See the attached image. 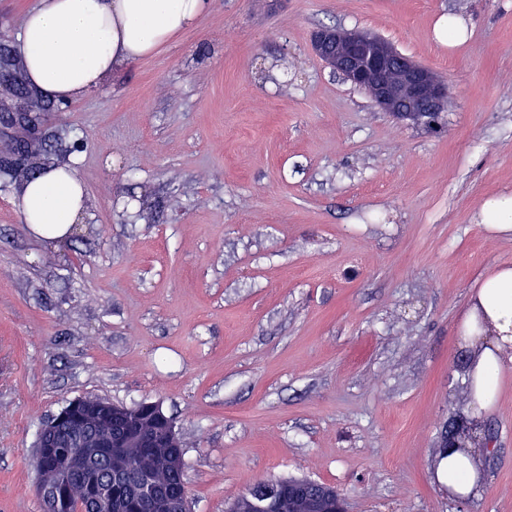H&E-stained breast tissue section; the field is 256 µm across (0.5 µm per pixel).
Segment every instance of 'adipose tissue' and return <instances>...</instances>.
I'll list each match as a JSON object with an SVG mask.
<instances>
[{
    "instance_id": "adipose-tissue-1",
    "label": "adipose tissue",
    "mask_w": 512,
    "mask_h": 512,
    "mask_svg": "<svg viewBox=\"0 0 512 512\" xmlns=\"http://www.w3.org/2000/svg\"><path fill=\"white\" fill-rule=\"evenodd\" d=\"M210 0H39L25 16L17 51L33 89L69 103L95 92L136 62L156 55L194 28ZM22 221L41 244H64L87 220L86 190L74 166L52 168L26 182L20 194ZM467 333L460 350L474 352L465 372L470 410L481 417L498 387L505 349L512 345V268L486 279L463 314ZM439 477L459 499L482 485L474 459L449 454Z\"/></svg>"
}]
</instances>
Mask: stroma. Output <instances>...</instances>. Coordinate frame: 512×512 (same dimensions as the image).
I'll return each instance as SVG.
<instances>
[{
  "label": "stroma",
  "mask_w": 512,
  "mask_h": 512,
  "mask_svg": "<svg viewBox=\"0 0 512 512\" xmlns=\"http://www.w3.org/2000/svg\"><path fill=\"white\" fill-rule=\"evenodd\" d=\"M38 0H0V63ZM471 26L451 49L442 16ZM382 37L447 81L441 133L379 111L311 49ZM0 148L70 156L89 218L52 249L0 188V512H44L33 451L88 394L161 403L190 512L260 480L335 487L347 512H512V362L464 501L437 481L480 282L512 265L482 201L512 194V0H210L199 26L61 105L0 100Z\"/></svg>",
  "instance_id": "1"
}]
</instances>
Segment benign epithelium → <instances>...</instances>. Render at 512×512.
Returning a JSON list of instances; mask_svg holds the SVG:
<instances>
[{"instance_id":"benign-epithelium-1","label":"benign epithelium","mask_w":512,"mask_h":512,"mask_svg":"<svg viewBox=\"0 0 512 512\" xmlns=\"http://www.w3.org/2000/svg\"><path fill=\"white\" fill-rule=\"evenodd\" d=\"M312 49L345 80L365 91L377 108L398 119L422 126L447 105V81L381 37L322 28L313 36ZM101 415L112 417V433L89 447L90 457L84 467L66 471L85 484L88 499L93 502L102 493L99 474L94 469L97 461L109 462L113 479L120 483L127 477L133 458L157 463L180 445L172 419L158 403L127 407L108 400L90 403L78 397L45 422L35 447L43 449L47 456L73 440L82 443L86 439L84 421ZM471 423L472 419L464 414L455 415L443 436L442 447L451 446L452 435L464 432ZM38 492L47 498L49 512H56L64 497L65 483L47 489L40 486ZM307 497L315 509L327 507L330 501L329 490L324 485L313 481L290 482L279 494L263 498L249 494L229 512H296V504ZM107 506L111 512H186L187 496L184 490L178 493L167 486L147 484L142 489L115 493L107 500Z\"/></svg>"}]
</instances>
